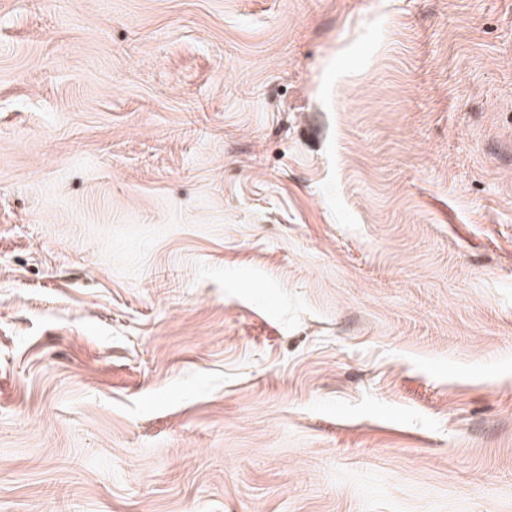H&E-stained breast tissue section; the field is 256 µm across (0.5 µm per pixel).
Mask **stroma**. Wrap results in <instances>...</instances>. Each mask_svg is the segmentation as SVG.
<instances>
[{"label": "stroma", "instance_id": "obj_1", "mask_svg": "<svg viewBox=\"0 0 512 512\" xmlns=\"http://www.w3.org/2000/svg\"><path fill=\"white\" fill-rule=\"evenodd\" d=\"M0 512H512V0H0Z\"/></svg>", "mask_w": 512, "mask_h": 512}]
</instances>
